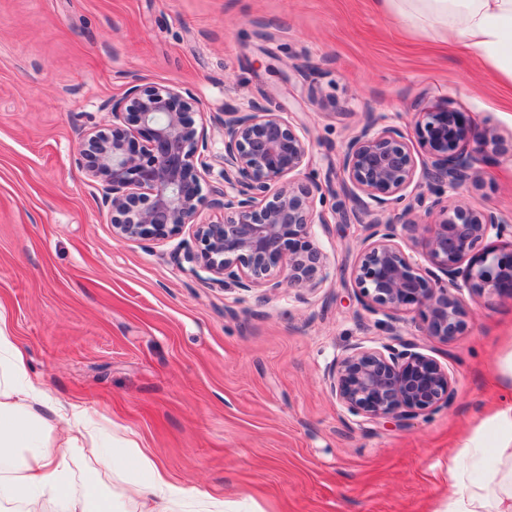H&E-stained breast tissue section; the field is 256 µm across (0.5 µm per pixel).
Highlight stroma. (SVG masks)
Here are the masks:
<instances>
[{"instance_id":"1","label":"stroma","mask_w":512,"mask_h":512,"mask_svg":"<svg viewBox=\"0 0 512 512\" xmlns=\"http://www.w3.org/2000/svg\"><path fill=\"white\" fill-rule=\"evenodd\" d=\"M134 83L191 89L205 112L256 100L306 130L304 175L339 203L341 157L367 116L414 142L418 104H447L512 131V85L371 0H0V313L27 369L81 404L105 447L129 438L182 489L224 512H434L448 451L497 406L490 375L512 341V299H471L454 340L402 336L447 366L449 407L375 424L332 396L327 373L385 324L357 304L351 272L365 225L315 228L329 277L298 299L193 276L170 240L123 242L81 164L79 135L112 128ZM512 219V152L486 154L476 184L448 197Z\"/></svg>"}]
</instances>
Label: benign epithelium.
<instances>
[{
	"label": "benign epithelium",
	"instance_id": "benign-epithelium-1",
	"mask_svg": "<svg viewBox=\"0 0 512 512\" xmlns=\"http://www.w3.org/2000/svg\"><path fill=\"white\" fill-rule=\"evenodd\" d=\"M112 132L81 134L82 167L99 184L111 213L113 235L128 242L165 240L195 226V246L183 261L195 275L244 292H267L283 280L303 299L327 280L323 252L312 227L329 219L317 208L323 186L300 178L310 152L304 133L283 113L260 102L224 109L219 155L209 153L199 98L180 86L133 84L111 104ZM370 118L348 142L342 157L341 191L347 203L333 219L366 223V247L352 271L354 298L366 311L394 322L415 311L424 335L442 343L466 328L464 296L512 299V220L489 209L441 198L478 178L489 152H503L497 128L477 126L441 105L416 113L420 150L400 130ZM144 143L136 144V137ZM219 159V178L203 193L202 174ZM399 224L380 215L406 198ZM439 210V218L416 235L415 207ZM220 216L202 218L204 211ZM410 242L406 253L401 239ZM488 245H483V242ZM376 347L360 343L336 359L328 372L330 392L354 416L403 423L447 407L454 396L448 369L420 345L389 325Z\"/></svg>",
	"mask_w": 512,
	"mask_h": 512
}]
</instances>
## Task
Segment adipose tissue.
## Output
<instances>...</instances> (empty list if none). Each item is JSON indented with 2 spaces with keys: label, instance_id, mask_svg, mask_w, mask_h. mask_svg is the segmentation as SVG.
I'll return each instance as SVG.
<instances>
[{
  "label": "adipose tissue",
  "instance_id": "adipose-tissue-1",
  "mask_svg": "<svg viewBox=\"0 0 512 512\" xmlns=\"http://www.w3.org/2000/svg\"><path fill=\"white\" fill-rule=\"evenodd\" d=\"M419 32L440 36L457 50L512 81V0H372ZM501 382L495 413L466 433L448 455L450 492L443 512H512V349L497 359ZM64 439L50 442L55 424ZM84 411L53 398L27 372L22 350L0 316V512H173L181 490L152 456L130 450L105 454L93 443ZM92 463L82 498L70 488L74 453ZM143 479L107 490L99 474L128 468Z\"/></svg>",
  "mask_w": 512,
  "mask_h": 512
}]
</instances>
